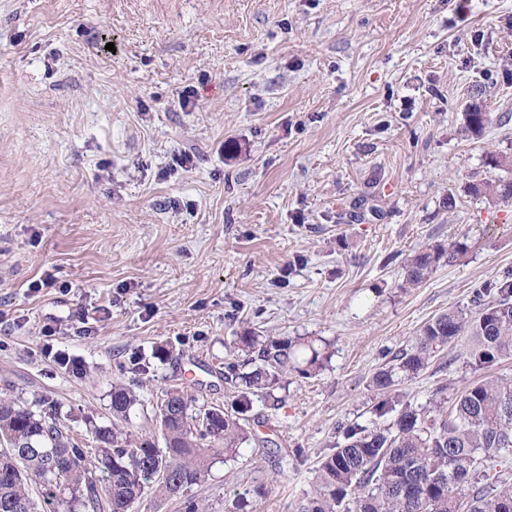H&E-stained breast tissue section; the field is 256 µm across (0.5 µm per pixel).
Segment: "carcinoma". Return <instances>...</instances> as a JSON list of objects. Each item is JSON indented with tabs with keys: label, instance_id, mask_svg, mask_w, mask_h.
<instances>
[{
	"label": "carcinoma",
	"instance_id": "obj_1",
	"mask_svg": "<svg viewBox=\"0 0 512 512\" xmlns=\"http://www.w3.org/2000/svg\"><path fill=\"white\" fill-rule=\"evenodd\" d=\"M488 113H465V131L479 135ZM460 250L422 249L406 259V282H421L442 259ZM463 363L474 370L512 358V271L473 292L467 311L450 309L425 322L408 348L393 353L370 380L383 417L400 405L398 386L460 340ZM250 372L228 362L224 380L233 388L231 408L192 409L183 391L169 390L158 405L165 447L138 442L124 430L137 404L131 387L112 388L113 423L94 427L92 448L75 443L57 403L41 397L31 408L0 399V512H41L43 502L64 512H133L151 488L165 497L204 482L211 459L231 460L257 439L249 420L252 397L268 396L280 376L312 375L328 358L314 342L261 337L243 331L232 345ZM398 410V409H396ZM318 467V489L302 512H512V480L497 470L512 456V378L483 376L451 398L426 406L401 405L387 425H343Z\"/></svg>",
	"mask_w": 512,
	"mask_h": 512
}]
</instances>
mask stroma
Returning <instances> with one entry per match:
<instances>
[{"label": "stroma", "mask_w": 512, "mask_h": 512, "mask_svg": "<svg viewBox=\"0 0 512 512\" xmlns=\"http://www.w3.org/2000/svg\"><path fill=\"white\" fill-rule=\"evenodd\" d=\"M509 181L512 0H0V396L51 395L87 448L130 382L160 448L167 390L225 407L243 329L323 340L316 376L254 398L258 441L186 491L301 512L337 425L375 422L386 355L512 270V200L471 191ZM451 244L407 284L408 254ZM51 274L69 292L30 290ZM81 318L53 342L75 371L42 330ZM460 352L402 402L478 379Z\"/></svg>", "instance_id": "stroma-1"}]
</instances>
